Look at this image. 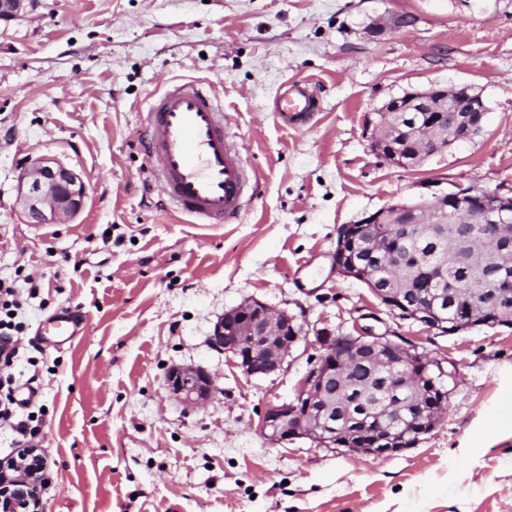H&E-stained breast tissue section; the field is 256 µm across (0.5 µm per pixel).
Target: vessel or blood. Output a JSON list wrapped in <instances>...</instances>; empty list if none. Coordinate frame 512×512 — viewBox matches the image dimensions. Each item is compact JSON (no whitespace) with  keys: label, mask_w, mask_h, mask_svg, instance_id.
Returning a JSON list of instances; mask_svg holds the SVG:
<instances>
[{"label":"vessel or blood","mask_w":512,"mask_h":512,"mask_svg":"<svg viewBox=\"0 0 512 512\" xmlns=\"http://www.w3.org/2000/svg\"><path fill=\"white\" fill-rule=\"evenodd\" d=\"M317 106L309 85L296 81L280 89L273 112L282 127L294 128ZM145 122L146 169L161 196L196 223H234L260 176L248 169L213 86L200 80L166 85L150 100ZM48 324L51 343L61 346L76 336L80 319L63 310Z\"/></svg>","instance_id":"1"}]
</instances>
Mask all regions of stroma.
<instances>
[{
    "instance_id": "stroma-1",
    "label": "stroma",
    "mask_w": 512,
    "mask_h": 512,
    "mask_svg": "<svg viewBox=\"0 0 512 512\" xmlns=\"http://www.w3.org/2000/svg\"><path fill=\"white\" fill-rule=\"evenodd\" d=\"M395 15L415 22L371 34ZM171 79L212 83L261 175L237 223H189L147 188L142 113ZM294 80L318 110L286 129L271 105ZM434 83L481 90L483 132L387 165L371 119ZM41 155L87 181L70 223L21 213L18 176ZM470 186L512 188V0H33L0 21V279L41 283L10 369L43 410L38 512H512V326L426 331L331 261L342 225ZM248 299L310 332L277 374L246 376L209 342ZM63 307L85 322L56 349L38 329ZM359 325L455 369L437 427L385 459L268 441L260 417L316 362L314 332ZM177 365L214 376L207 406L169 396Z\"/></svg>"
}]
</instances>
